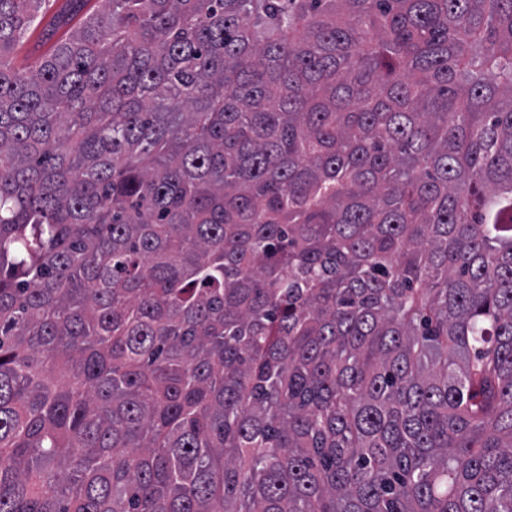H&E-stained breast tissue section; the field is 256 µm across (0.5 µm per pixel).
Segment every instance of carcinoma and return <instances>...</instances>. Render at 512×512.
Wrapping results in <instances>:
<instances>
[{
	"mask_svg": "<svg viewBox=\"0 0 512 512\" xmlns=\"http://www.w3.org/2000/svg\"><path fill=\"white\" fill-rule=\"evenodd\" d=\"M0 0V512H512V0ZM42 28L43 23L36 28L32 27L22 38V41L18 45L15 54V62L17 64H23L25 66L32 67L37 65L42 60L41 56L43 54L39 53L40 46H38Z\"/></svg>",
	"mask_w": 512,
	"mask_h": 512,
	"instance_id": "cac0c4a2",
	"label": "carcinoma"
}]
</instances>
